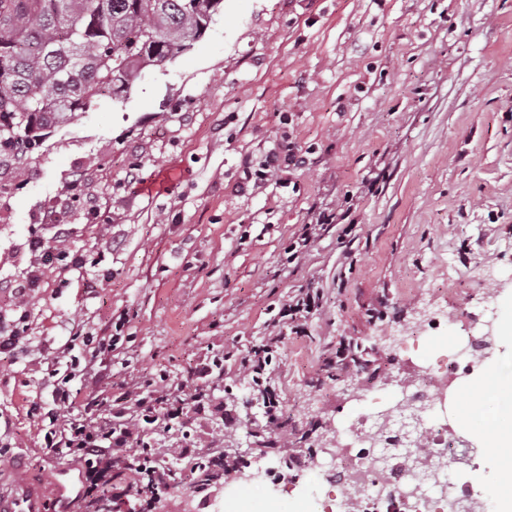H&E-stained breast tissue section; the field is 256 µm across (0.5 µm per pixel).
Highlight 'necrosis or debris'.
<instances>
[{
    "mask_svg": "<svg viewBox=\"0 0 512 512\" xmlns=\"http://www.w3.org/2000/svg\"><path fill=\"white\" fill-rule=\"evenodd\" d=\"M476 342L473 336L458 338L453 347L435 349L421 361L416 358L415 346H404L412 362L407 383L390 389L394 400L414 397L428 409L414 449L434 471V480L419 484L416 474L405 470L399 457L387 466L378 464L387 437L381 423L389 406L375 384L361 391L350 419L335 425L316 455L312 468L323 479L311 492L314 512H448L452 500L458 505L457 512H466L479 493L460 478L466 454L454 437L460 417L439 418L438 408L445 397L459 391L463 372L478 366L481 353Z\"/></svg>",
    "mask_w": 512,
    "mask_h": 512,
    "instance_id": "obj_1",
    "label": "necrosis or debris"
}]
</instances>
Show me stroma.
Masks as SVG:
<instances>
[{
    "instance_id": "35a3bbf8",
    "label": "stroma",
    "mask_w": 512,
    "mask_h": 512,
    "mask_svg": "<svg viewBox=\"0 0 512 512\" xmlns=\"http://www.w3.org/2000/svg\"><path fill=\"white\" fill-rule=\"evenodd\" d=\"M285 139L306 164L241 190L244 166ZM325 208L345 224L324 225L284 264L288 237ZM36 224L49 238L65 227V247L100 264L42 266L25 299L23 349L0 358L7 457L25 456L50 496L75 498L79 466L48 453L49 420L29 405L47 363L70 358L66 324L106 336L123 317L127 341L87 359L71 384L78 410L99 414V397L162 372L179 398L219 357L223 376L199 384L235 418L188 404L183 426H149L170 472L152 512H225L232 494L248 512H301L242 478L202 483L193 467L214 441L274 462L308 433L327 435L353 405L345 386L375 381L329 368L337 342L396 326L418 335L422 307L462 324L489 294L499 319L512 317V0H224L204 37L146 70L124 102L100 96L48 129L25 175L0 160V314L36 264ZM309 288L323 308L305 334L274 327L270 307ZM273 336L284 400L274 423L238 371ZM182 440L187 451L171 458Z\"/></svg>"
}]
</instances>
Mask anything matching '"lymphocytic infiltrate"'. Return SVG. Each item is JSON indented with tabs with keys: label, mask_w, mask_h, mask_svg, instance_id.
<instances>
[{
	"label": "lymphocytic infiltrate",
	"mask_w": 512,
	"mask_h": 512,
	"mask_svg": "<svg viewBox=\"0 0 512 512\" xmlns=\"http://www.w3.org/2000/svg\"><path fill=\"white\" fill-rule=\"evenodd\" d=\"M304 155L292 146L282 144L271 148L263 162L255 168H246L245 187L258 188L283 169L304 165ZM272 344L253 349L242 358L240 368L245 377L257 385L268 420H276L281 412L280 402L264 380L272 362ZM80 367L79 358L66 364L47 367L45 385L55 406L49 428L44 435L46 447L56 454L78 461L85 470L87 482L106 476L122 477L133 473V445L141 443L143 424L161 420L169 403L167 381H159L149 388L136 387L112 397L106 414L96 417L79 416L71 411V382Z\"/></svg>",
	"instance_id": "obj_1"
}]
</instances>
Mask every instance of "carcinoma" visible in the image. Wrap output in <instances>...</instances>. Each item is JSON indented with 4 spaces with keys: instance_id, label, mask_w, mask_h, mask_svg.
I'll return each instance as SVG.
<instances>
[{
    "instance_id": "obj_1",
    "label": "carcinoma",
    "mask_w": 512,
    "mask_h": 512,
    "mask_svg": "<svg viewBox=\"0 0 512 512\" xmlns=\"http://www.w3.org/2000/svg\"><path fill=\"white\" fill-rule=\"evenodd\" d=\"M198 0H0V155L19 164L45 131L190 49Z\"/></svg>"
}]
</instances>
